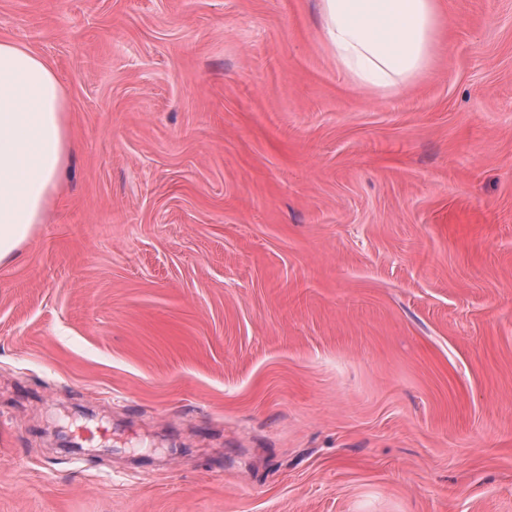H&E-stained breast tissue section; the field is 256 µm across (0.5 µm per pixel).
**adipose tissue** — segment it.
Here are the masks:
<instances>
[{
  "label": "adipose tissue",
  "instance_id": "adipose-tissue-1",
  "mask_svg": "<svg viewBox=\"0 0 512 512\" xmlns=\"http://www.w3.org/2000/svg\"><path fill=\"white\" fill-rule=\"evenodd\" d=\"M322 38L360 87L392 91L426 74L441 0H320ZM72 151L71 117L52 67L0 40V263L43 223Z\"/></svg>",
  "mask_w": 512,
  "mask_h": 512
}]
</instances>
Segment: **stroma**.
I'll use <instances>...</instances> for the list:
<instances>
[{
  "label": "stroma",
  "mask_w": 512,
  "mask_h": 512,
  "mask_svg": "<svg viewBox=\"0 0 512 512\" xmlns=\"http://www.w3.org/2000/svg\"><path fill=\"white\" fill-rule=\"evenodd\" d=\"M443 3L383 93L319 0H0L73 136L0 264V512H512V0Z\"/></svg>",
  "instance_id": "35a3bbf8"
}]
</instances>
